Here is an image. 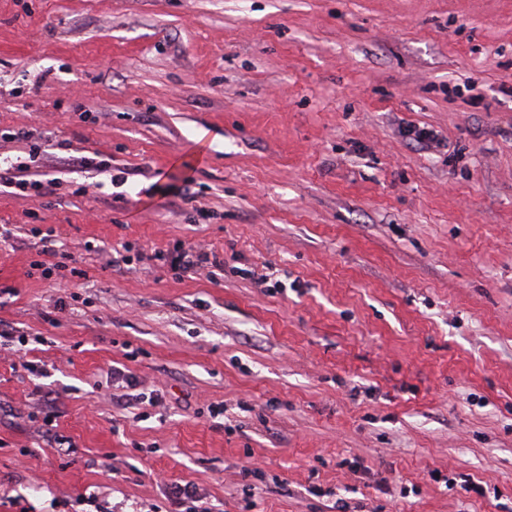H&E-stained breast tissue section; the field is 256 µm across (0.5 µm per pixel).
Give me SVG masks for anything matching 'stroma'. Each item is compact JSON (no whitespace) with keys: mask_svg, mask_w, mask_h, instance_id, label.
Wrapping results in <instances>:
<instances>
[{"mask_svg":"<svg viewBox=\"0 0 512 512\" xmlns=\"http://www.w3.org/2000/svg\"><path fill=\"white\" fill-rule=\"evenodd\" d=\"M33 148L0 324L46 373L0 356V512H512V0H0V156ZM35 227L84 277L31 274ZM179 242L222 270L151 260ZM173 494V502L179 508H183V506L189 502L192 505L187 506L185 509L180 510L179 512H212L211 508L208 506V503L204 501V497H202L196 487L193 484L186 483L184 485H177L174 487L172 491Z\"/></svg>","mask_w":512,"mask_h":512,"instance_id":"stroma-1","label":"stroma"}]
</instances>
